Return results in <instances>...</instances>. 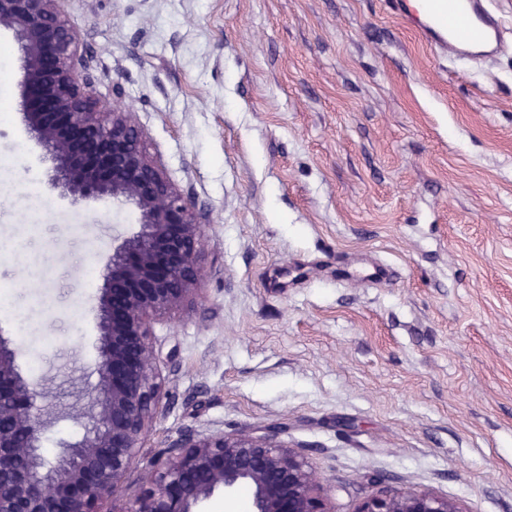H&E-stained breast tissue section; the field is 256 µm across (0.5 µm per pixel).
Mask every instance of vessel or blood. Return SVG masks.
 I'll use <instances>...</instances> for the list:
<instances>
[{
	"mask_svg": "<svg viewBox=\"0 0 512 512\" xmlns=\"http://www.w3.org/2000/svg\"><path fill=\"white\" fill-rule=\"evenodd\" d=\"M397 16L415 23L428 46L454 50L458 56L487 52L497 35L499 19L488 0H390Z\"/></svg>",
	"mask_w": 512,
	"mask_h": 512,
	"instance_id": "obj_1",
	"label": "vessel or blood"
}]
</instances>
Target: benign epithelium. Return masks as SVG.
<instances>
[{
  "label": "benign epithelium",
  "instance_id": "obj_1",
  "mask_svg": "<svg viewBox=\"0 0 512 512\" xmlns=\"http://www.w3.org/2000/svg\"><path fill=\"white\" fill-rule=\"evenodd\" d=\"M22 53V118L48 164L47 181L71 205L132 204L137 230L112 247L92 307L98 380L71 418L92 427L59 460L39 450L51 425L37 405L44 380L25 376L0 330V512H200L217 491H250L251 512H332L304 454L285 427L226 434L185 427L144 465L136 489L128 471L162 408V369L179 367L150 342L157 316L193 299L203 239L195 199L165 175L131 113L95 94L93 56L62 0H0V32ZM355 512H463L429 491L381 486Z\"/></svg>",
  "mask_w": 512,
  "mask_h": 512
}]
</instances>
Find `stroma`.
Wrapping results in <instances>:
<instances>
[{
  "label": "stroma",
  "mask_w": 512,
  "mask_h": 512,
  "mask_svg": "<svg viewBox=\"0 0 512 512\" xmlns=\"http://www.w3.org/2000/svg\"><path fill=\"white\" fill-rule=\"evenodd\" d=\"M489 6L502 49L465 61L383 0H65L98 98L204 214L199 296L152 326L180 365L144 453L281 423L334 512L373 475L512 512V0ZM1 50L0 330L48 380L52 459L88 428L101 257L139 217L48 188Z\"/></svg>",
  "instance_id": "35a3bbf8"
}]
</instances>
